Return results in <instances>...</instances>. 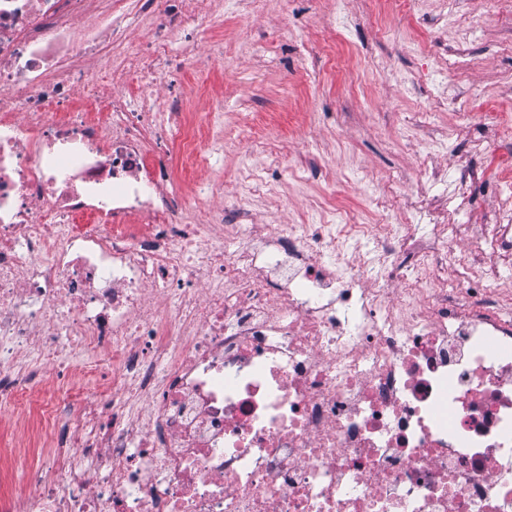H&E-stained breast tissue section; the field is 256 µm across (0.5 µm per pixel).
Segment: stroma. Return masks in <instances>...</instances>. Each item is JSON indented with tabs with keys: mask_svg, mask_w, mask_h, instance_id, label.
Instances as JSON below:
<instances>
[{
	"mask_svg": "<svg viewBox=\"0 0 512 512\" xmlns=\"http://www.w3.org/2000/svg\"><path fill=\"white\" fill-rule=\"evenodd\" d=\"M223 65L207 84L225 126L267 129L272 165L247 137L214 153L198 183L254 224H312V199L388 224L403 198L471 203L492 225L512 177V0H212ZM448 148L430 151L432 141ZM441 174L431 184L422 164ZM387 195L386 208L373 200Z\"/></svg>",
	"mask_w": 512,
	"mask_h": 512,
	"instance_id": "35a3bbf8",
	"label": "stroma"
}]
</instances>
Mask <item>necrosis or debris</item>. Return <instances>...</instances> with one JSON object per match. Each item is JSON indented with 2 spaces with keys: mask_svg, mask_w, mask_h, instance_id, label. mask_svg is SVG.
Segmentation results:
<instances>
[{
  "mask_svg": "<svg viewBox=\"0 0 512 512\" xmlns=\"http://www.w3.org/2000/svg\"><path fill=\"white\" fill-rule=\"evenodd\" d=\"M219 22L0 0V406L44 422L0 512H512V182L490 230L446 209L418 232L412 202L259 233L205 208L177 183L210 116L161 92ZM69 358L112 390L60 381L44 420L28 394Z\"/></svg>",
  "mask_w": 512,
  "mask_h": 512,
  "instance_id": "necrosis-or-debris-1",
  "label": "necrosis or debris"
}]
</instances>
